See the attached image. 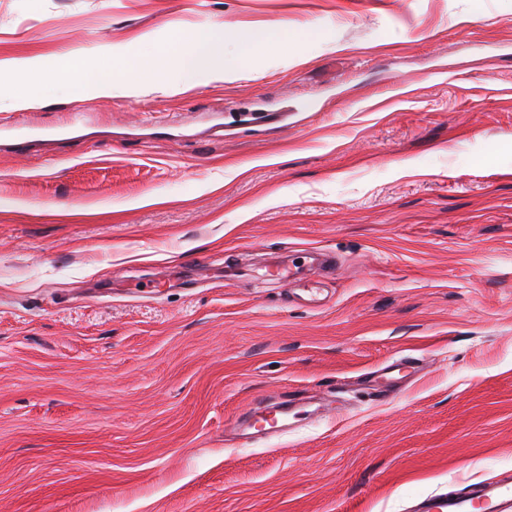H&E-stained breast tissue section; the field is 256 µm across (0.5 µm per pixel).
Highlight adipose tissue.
Listing matches in <instances>:
<instances>
[{
  "mask_svg": "<svg viewBox=\"0 0 512 512\" xmlns=\"http://www.w3.org/2000/svg\"><path fill=\"white\" fill-rule=\"evenodd\" d=\"M223 43L224 31L220 28L173 34L159 46L156 55L219 73L223 70L218 58ZM153 78L164 80V70L150 66L137 53L112 45L102 47L96 62L70 54L54 65L42 55L0 63V88L13 87L10 104L16 109L57 97L110 96Z\"/></svg>",
  "mask_w": 512,
  "mask_h": 512,
  "instance_id": "ef3b65f1",
  "label": "adipose tissue"
}]
</instances>
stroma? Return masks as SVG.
<instances>
[{
  "instance_id": "1",
  "label": "stroma",
  "mask_w": 512,
  "mask_h": 512,
  "mask_svg": "<svg viewBox=\"0 0 512 512\" xmlns=\"http://www.w3.org/2000/svg\"><path fill=\"white\" fill-rule=\"evenodd\" d=\"M212 27L221 78L0 106V512H412L512 471V0H0V60ZM273 411L274 415L271 416L266 423L260 427H254L257 429V433H260L264 437H273L280 435L288 430V424L284 423V415L288 414L289 405H282L278 407L268 408L265 407L260 411V414Z\"/></svg>"
}]
</instances>
